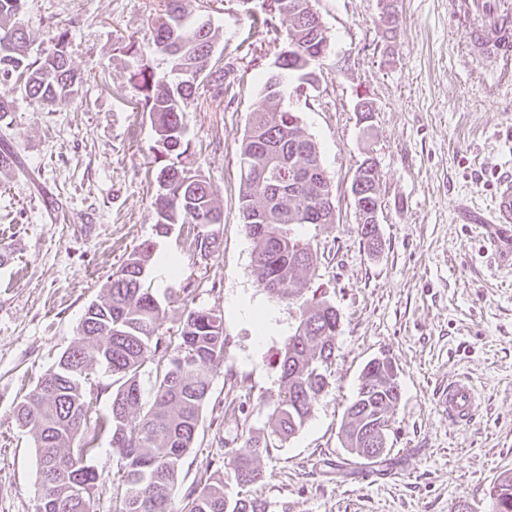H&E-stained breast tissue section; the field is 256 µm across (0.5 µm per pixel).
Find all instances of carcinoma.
I'll return each instance as SVG.
<instances>
[{
  "mask_svg": "<svg viewBox=\"0 0 512 512\" xmlns=\"http://www.w3.org/2000/svg\"><path fill=\"white\" fill-rule=\"evenodd\" d=\"M26 0H0V85L18 89L48 109L77 91L80 76L71 66L65 45L67 31L50 38V46L32 59L30 34L16 19ZM155 50L166 56L174 78L166 80L143 63L131 75L142 95L157 135L154 162L158 189L152 202L155 228L168 233L174 224H220L222 213L209 185L189 168L185 114L198 79L214 96L224 95L231 67L212 64L215 34L208 23L190 22L184 0H164L152 24ZM331 51L329 36L307 15H295L288 28V49L276 68L304 79L315 57ZM280 79L269 72L250 112L247 131L237 147L241 168L240 212L248 237L255 243L253 264L264 289L276 299L298 306L299 322L279 353V391L272 434L284 441L308 422L314 404L329 385L336 352L340 314L335 306L301 288L300 274L317 263V250L296 233L303 224L335 223L331 178L318 145L305 135L294 112L278 109ZM18 164L7 136L0 137V172ZM372 189L379 174L375 159L356 170ZM361 237L372 252L381 246L378 224L361 223ZM195 251L210 257L218 248L214 233L195 236ZM150 245L128 257L106 285L102 299L88 306L77 327L78 341L39 379L15 408L16 423L33 432L40 474L39 508L35 512H93L90 491L100 476L90 459L99 439L111 438L121 464L113 475V512H172L182 461L193 448L202 409L209 395V376L224 359L222 317L205 310H187L178 342L163 337L164 311L145 285ZM103 365L115 379L107 415H92L87 397L93 366ZM154 373V394L142 402L139 379L145 368ZM401 397L397 369L387 357L363 368L356 396L342 425L345 448L360 459L377 461V448L387 447L391 410ZM269 452L255 437L208 478L184 494L183 512H271V503L244 489L262 481L256 464ZM238 488L235 496L227 486ZM89 493L80 497L78 486ZM491 512H512V474L505 472L490 491Z\"/></svg>",
  "mask_w": 512,
  "mask_h": 512,
  "instance_id": "1",
  "label": "carcinoma"
}]
</instances>
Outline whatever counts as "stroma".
I'll return each mask as SVG.
<instances>
[{
  "label": "stroma",
  "mask_w": 512,
  "mask_h": 512,
  "mask_svg": "<svg viewBox=\"0 0 512 512\" xmlns=\"http://www.w3.org/2000/svg\"><path fill=\"white\" fill-rule=\"evenodd\" d=\"M332 51L315 83L291 79L285 106L317 142L332 179L336 221L301 227L318 250L303 285L341 314L330 384L305 427L261 454L264 478L253 495L274 512H490L494 481L512 471V268L466 220L489 207L499 178L512 173V91L458 47L448 0H394L397 36L384 40L382 0H315ZM159 0H26L21 23L34 48L58 29L84 82L43 109L13 92L0 120L19 158L0 174V512H34L38 465L33 435L13 417L22 395L77 336L87 307L144 242H152L146 281L163 311V332L178 339L182 302L221 315L225 356L209 377L193 448L179 489L222 467L248 436L271 430L279 390L276 360L298 323L297 309L269 295L252 263L241 224L236 147L281 38L252 28L237 0H186L192 19L216 34L214 57L234 69L222 98L198 84L185 119L192 170L224 215L208 259L192 246L199 229L174 225L157 235L156 135L130 76L138 62L129 40L152 42ZM372 99L371 131L354 105ZM376 158L381 208L379 251L361 239L351 183L366 156ZM246 301L274 313L277 335L257 341ZM393 359L401 398L383 459H356L341 425L365 364ZM465 377L481 404L453 424L438 397ZM91 464L101 480L98 512H112L120 464L108 438ZM173 508L181 512L183 499Z\"/></svg>",
  "instance_id": "35a3bbf8"
}]
</instances>
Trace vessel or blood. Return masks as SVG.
I'll return each instance as SVG.
<instances>
[{
	"mask_svg": "<svg viewBox=\"0 0 512 512\" xmlns=\"http://www.w3.org/2000/svg\"><path fill=\"white\" fill-rule=\"evenodd\" d=\"M450 16L470 54L490 62L498 78H512V0H449ZM479 233L512 266V179L502 180L491 206L477 226ZM479 394L465 378L450 380L439 403L453 422L470 421Z\"/></svg>",
	"mask_w": 512,
	"mask_h": 512,
	"instance_id": "1",
	"label": "vessel or blood"
}]
</instances>
